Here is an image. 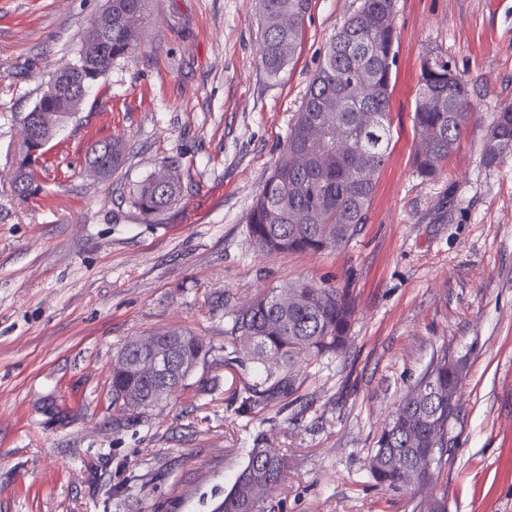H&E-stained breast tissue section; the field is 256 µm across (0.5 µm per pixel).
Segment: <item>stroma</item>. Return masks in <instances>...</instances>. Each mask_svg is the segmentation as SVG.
Returning <instances> with one entry per match:
<instances>
[{
    "label": "stroma",
    "instance_id": "35a3bbf8",
    "mask_svg": "<svg viewBox=\"0 0 512 512\" xmlns=\"http://www.w3.org/2000/svg\"><path fill=\"white\" fill-rule=\"evenodd\" d=\"M105 0H0V512H213L257 436L291 467L278 512H413L367 459L440 348L466 357L438 484L448 512H512V155L485 166L512 101V0H396L390 159L368 222L320 253H257L246 216L275 166L323 48L360 0H312L293 62H257L253 0H152L145 42L113 61L60 127L27 193L22 118L71 63ZM448 53L475 114L437 180L413 166L420 62ZM121 136L122 167L93 172ZM173 162L181 200L142 221L130 190ZM311 281L354 302L342 353L250 412L264 380L226 359L230 317ZM185 329L211 352L177 399L124 412L110 369L124 342ZM507 154H512V101L502 104L495 114L483 144V161L493 166ZM90 167L99 174L118 169L124 161L125 146L121 139L113 138L91 149Z\"/></svg>",
    "mask_w": 512,
    "mask_h": 512
}]
</instances>
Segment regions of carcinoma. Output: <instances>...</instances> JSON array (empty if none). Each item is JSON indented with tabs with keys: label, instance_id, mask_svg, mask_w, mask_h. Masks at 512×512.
<instances>
[{
	"label": "carcinoma",
	"instance_id": "carcinoma-1",
	"mask_svg": "<svg viewBox=\"0 0 512 512\" xmlns=\"http://www.w3.org/2000/svg\"><path fill=\"white\" fill-rule=\"evenodd\" d=\"M112 22L83 34L73 62L76 88L41 95L38 105L52 111L56 124L39 132L46 147L56 129L74 118L81 90L103 78L112 62L143 42L137 24L148 0H110ZM312 0H258V64L276 79L294 59ZM395 0H361L327 42L321 63L306 91L288 140L249 213L247 232L261 252H322L348 244L367 223L379 174L389 158L390 96L395 66ZM473 114L468 83L441 50L422 60L414 129L419 147L414 165L420 176L435 179L448 168L464 127ZM512 154V101L495 114L483 144V161L497 164ZM125 146L114 138L91 149L90 167L99 174L118 169ZM135 185L129 203L147 223L179 201L178 166L164 165ZM354 314L348 291L311 282L272 288L232 316L229 341L235 358L263 366L264 383L246 385L239 408L251 411L272 398L294 391L293 368L307 360L344 350ZM157 336L171 346L177 379L146 378L129 371L143 352L128 339L112 363V405L137 406L123 393L134 387L144 397L164 389V399L180 392L210 349L185 331ZM460 376L440 350L392 411L377 448L368 460L376 485L388 489L431 490L418 503L421 512H448V496L437 492L448 463V417L460 409L448 405ZM288 455L255 439L244 468L215 512H276L275 494L287 480Z\"/></svg>",
	"mask_w": 512,
	"mask_h": 512
}]
</instances>
